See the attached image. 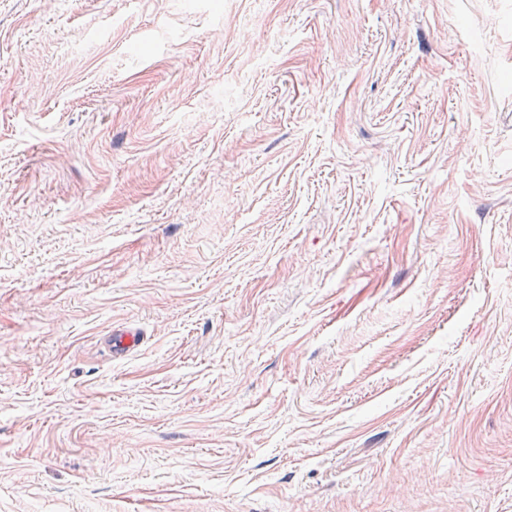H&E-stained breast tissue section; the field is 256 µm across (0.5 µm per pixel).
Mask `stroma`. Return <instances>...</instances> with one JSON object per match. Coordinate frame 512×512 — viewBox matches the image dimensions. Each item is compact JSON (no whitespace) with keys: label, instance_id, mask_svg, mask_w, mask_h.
<instances>
[{"label":"stroma","instance_id":"1","mask_svg":"<svg viewBox=\"0 0 512 512\" xmlns=\"http://www.w3.org/2000/svg\"><path fill=\"white\" fill-rule=\"evenodd\" d=\"M0 512H512V0H0ZM107 345L112 357H123L135 351L143 342L144 333L134 325L113 326L108 334Z\"/></svg>","mask_w":512,"mask_h":512}]
</instances>
